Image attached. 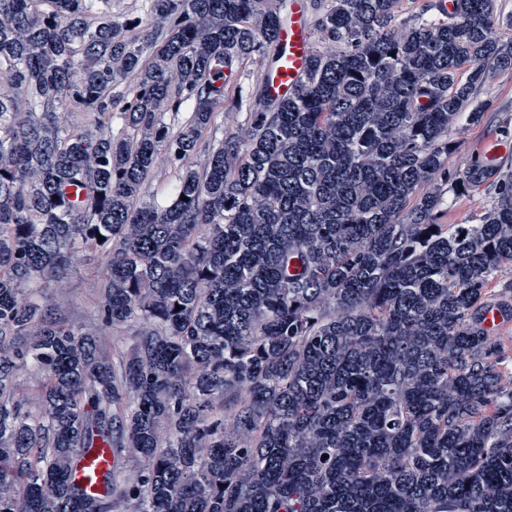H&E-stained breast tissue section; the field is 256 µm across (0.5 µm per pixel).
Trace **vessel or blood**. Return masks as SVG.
<instances>
[{
	"label": "vessel or blood",
	"mask_w": 512,
	"mask_h": 512,
	"mask_svg": "<svg viewBox=\"0 0 512 512\" xmlns=\"http://www.w3.org/2000/svg\"><path fill=\"white\" fill-rule=\"evenodd\" d=\"M280 64L271 74L265 75V86L274 93L287 94L294 89L305 73L312 54L310 24L299 0H293L288 20L279 35ZM112 467L110 455L101 448L92 449L77 457L72 468V483L80 491H90Z\"/></svg>",
	"instance_id": "b4317fda"
}]
</instances>
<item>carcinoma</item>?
Masks as SVG:
<instances>
[{
    "label": "carcinoma",
    "mask_w": 512,
    "mask_h": 512,
    "mask_svg": "<svg viewBox=\"0 0 512 512\" xmlns=\"http://www.w3.org/2000/svg\"><path fill=\"white\" fill-rule=\"evenodd\" d=\"M106 4L0 0V512H109L115 472L71 485L90 448L141 459L119 489L135 512H512V355L482 325L512 314V284L488 300L512 175L448 170L487 68L512 70L499 0H316L280 99L225 79L279 60L281 0ZM70 106L96 129L62 124ZM221 112L245 132L184 166ZM161 152L180 168L165 205L144 197ZM490 179L478 223H441L448 193ZM90 249L101 324L139 325L119 373L29 298Z\"/></svg>",
    "instance_id": "1"
}]
</instances>
